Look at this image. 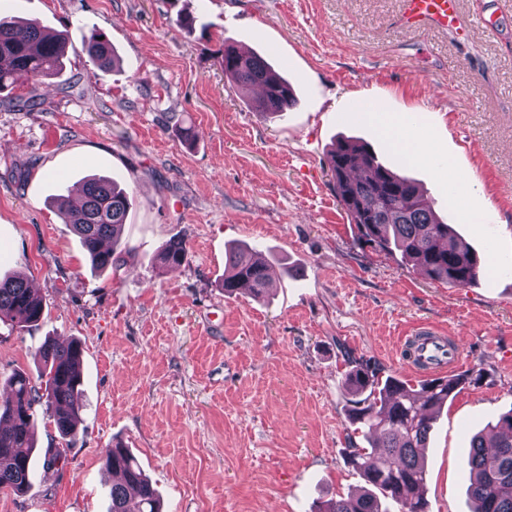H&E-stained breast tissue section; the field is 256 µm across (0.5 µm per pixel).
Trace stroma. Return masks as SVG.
Returning <instances> with one entry per match:
<instances>
[{"instance_id": "35a3bbf8", "label": "stroma", "mask_w": 512, "mask_h": 512, "mask_svg": "<svg viewBox=\"0 0 512 512\" xmlns=\"http://www.w3.org/2000/svg\"><path fill=\"white\" fill-rule=\"evenodd\" d=\"M194 12V30L178 21ZM402 0H0V14L67 36L57 76L0 94V275L42 298L39 326L0 323V393L37 371L45 337L80 340L84 408L62 440L38 411L36 478L0 490V512H108L113 441L133 452L164 512H317L358 493L345 461L347 355L417 384L403 341L454 337L468 384L449 398L423 456L430 512H469L472 435L512 410V0H460L455 29L400 21ZM120 59L83 51L90 29ZM262 56L299 104L270 119L233 85L219 49ZM404 114L431 159L405 164L368 118ZM192 140H183L182 128ZM370 146L421 187L496 271L458 287L358 238L326 155ZM134 197L120 268L93 271L53 197L91 175ZM468 184L449 188V176ZM182 239L187 263L158 253ZM263 250L272 282L225 294L226 251ZM64 456L46 466L48 449ZM100 37H103V40H100ZM83 51L89 60L100 69L114 68L119 64V58L112 47L111 40L98 29H92L84 40Z\"/></svg>"}]
</instances>
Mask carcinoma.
<instances>
[{"label":"carcinoma","mask_w":512,"mask_h":512,"mask_svg":"<svg viewBox=\"0 0 512 512\" xmlns=\"http://www.w3.org/2000/svg\"><path fill=\"white\" fill-rule=\"evenodd\" d=\"M66 38L33 21L18 24L0 16V93L61 71ZM83 51L100 69L114 68L119 58L106 34L91 30ZM220 64L224 75L244 89L262 85L267 94L255 100L262 114L281 115L297 100L291 84L279 77L258 56L224 45ZM336 193L359 239L382 251L397 252L434 281L466 287L477 281L487 264L459 241L452 227L437 216L416 182L378 161L364 146L341 142L327 155ZM84 198L73 206L64 196L57 204L65 223L72 226L95 270L117 265L121 232L132 199L109 177L89 178L82 184ZM185 242L169 241L160 261L169 267L187 257ZM269 270L261 251L250 246L233 248L224 263V291H245L255 298L267 291ZM42 299L19 274L0 278V321L24 328L43 317ZM38 378L33 383L24 372L7 381L10 397L0 400V488L25 492L34 477L31 468L33 427L37 408L51 413L62 438L76 435L82 403L83 348L80 342L65 345L46 340L39 349ZM347 380L355 396L348 418L363 433L371 448L349 443L347 463L368 488L349 498L329 503L325 512H388L392 502L400 512H428L423 497L426 447L438 410L465 383L455 376L436 377L413 388L367 361L351 360ZM493 445L479 434L472 438L466 461L468 495L474 512H512V411L488 426ZM106 470L120 475L112 482L110 512H161L156 489L129 449L116 445L103 459Z\"/></svg>","instance_id":"1"}]
</instances>
